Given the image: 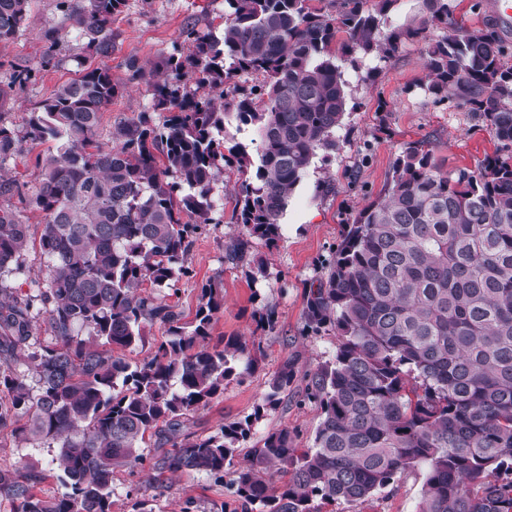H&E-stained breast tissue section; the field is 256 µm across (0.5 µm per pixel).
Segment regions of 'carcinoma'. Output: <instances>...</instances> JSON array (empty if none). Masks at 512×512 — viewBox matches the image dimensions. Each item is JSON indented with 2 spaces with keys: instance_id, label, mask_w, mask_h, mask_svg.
I'll return each mask as SVG.
<instances>
[{
  "instance_id": "carcinoma-1",
  "label": "carcinoma",
  "mask_w": 512,
  "mask_h": 512,
  "mask_svg": "<svg viewBox=\"0 0 512 512\" xmlns=\"http://www.w3.org/2000/svg\"><path fill=\"white\" fill-rule=\"evenodd\" d=\"M398 0H225L222 37L190 32L189 49L149 68L162 125L148 112L119 122L112 147L98 142L102 112L121 87L109 70L82 67L31 112L24 133L0 125V165L21 143L47 145L35 205L48 271L38 294L57 340L30 355L35 386L10 365L33 336L29 298L9 280L24 272L28 226L0 205V432L59 448L66 491L43 497L33 470H0V494L19 512H112V473L145 461L224 481L264 407L215 435L188 431V416L259 366L262 352L231 337L202 345L224 309L223 286L201 288L189 323L164 297L190 274V247L212 223L213 185L245 172L242 146L224 149L225 111L256 128L252 179L236 191L237 220L273 245L280 217L313 158L338 150L348 104L342 63L381 61L407 42L425 45L420 83L435 104L472 112L498 147L474 169L442 171L424 141L407 144L381 194L345 224L325 272L305 289L309 331L336 335L333 360L306 385L320 408L310 448L286 429L259 437L238 463L234 498L220 512H319L315 501L355 504L408 471L423 476L418 512H512V42L492 22L460 25L454 0H417L407 23L383 33ZM125 0H60L100 58L112 51V18ZM30 0H0V42L23 26ZM435 29L443 30L438 38ZM239 73L261 76L224 100ZM248 239L225 260L247 261ZM168 326L153 356L131 364L113 349ZM112 346L99 351L82 336ZM295 380L286 359L265 404ZM288 479L269 490L267 474Z\"/></svg>"
}]
</instances>
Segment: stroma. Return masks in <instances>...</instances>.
<instances>
[{
  "instance_id": "obj_1",
  "label": "stroma",
  "mask_w": 512,
  "mask_h": 512,
  "mask_svg": "<svg viewBox=\"0 0 512 512\" xmlns=\"http://www.w3.org/2000/svg\"><path fill=\"white\" fill-rule=\"evenodd\" d=\"M224 27V0H126L120 15L112 21V53L106 58L93 55L84 42L75 40L74 31L59 8L58 0H31L29 19L16 36L0 43V86L19 69L33 73L30 83L15 89L0 100V121L17 129L27 125L32 108L47 98L57 86L76 77L80 61L109 68L112 80L123 91L103 112L98 139L110 144L115 123L152 113L163 122L167 113L155 109L152 90L133 79L131 59L158 63L172 53L186 51L189 30L220 33ZM56 29V44H48L43 34ZM423 46L409 43L386 62L359 61L349 76V105L343 124L336 131L340 148L331 156L316 155L298 185L281 219L275 248L254 242L253 262L268 264V275L252 281L248 266H234L224 259L225 246L240 237L242 226L236 220V195L233 188L243 176L231 170L215 183L214 221L193 241L188 265L190 274L178 284L169 304L175 305L183 321L194 317L201 288L211 281L223 284L224 310L217 314L209 345L233 336L254 337L263 357L260 367L224 387L222 396L189 416V429L199 436L219 432L228 423L253 413L269 391L272 374L284 358H292L296 379L287 396L267 410L254 433L288 429L298 448L313 445L320 411L305 397L309 376L332 361L336 350L333 333L308 332L304 318V291L331 257L342 238L349 217L383 191L391 167L406 143L431 142L434 160L441 170L475 168L497 148L486 127L470 113L445 104H433L419 89L423 78ZM386 112H379V105ZM43 146L27 143L23 151L8 160L4 168L23 187V195L12 198L29 230V246L24 254L26 275L12 278L19 296L37 295L45 282L47 269L40 253L39 240L44 215L33 198L40 187L36 160ZM334 190L319 191L322 182ZM271 308L276 328L256 331L253 315ZM56 448L19 445L7 434H0V469L35 468L42 480L36 491L55 496L63 486L53 459ZM423 477L418 472L401 475L385 492L356 503L336 502L321 505V512H416L422 497ZM229 483H221L203 473L155 472L144 467H123L112 475V512H132L135 501H145L149 512H181L193 503L195 512H219L222 503L231 501Z\"/></svg>"
}]
</instances>
